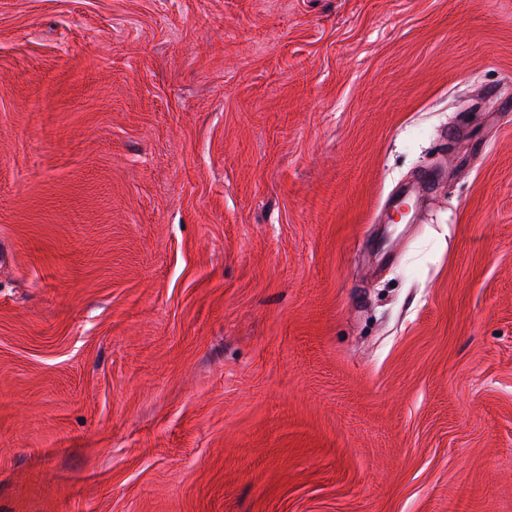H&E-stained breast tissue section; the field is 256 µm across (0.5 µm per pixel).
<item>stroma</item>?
<instances>
[{
	"instance_id": "1",
	"label": "stroma",
	"mask_w": 512,
	"mask_h": 512,
	"mask_svg": "<svg viewBox=\"0 0 512 512\" xmlns=\"http://www.w3.org/2000/svg\"><path fill=\"white\" fill-rule=\"evenodd\" d=\"M0 512H512V0H0Z\"/></svg>"
}]
</instances>
